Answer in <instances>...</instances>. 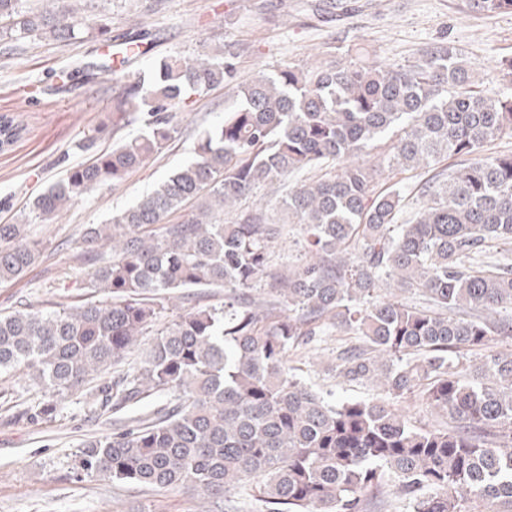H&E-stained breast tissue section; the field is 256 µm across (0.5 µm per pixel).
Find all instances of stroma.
Masks as SVG:
<instances>
[{
  "label": "stroma",
  "mask_w": 512,
  "mask_h": 512,
  "mask_svg": "<svg viewBox=\"0 0 512 512\" xmlns=\"http://www.w3.org/2000/svg\"><path fill=\"white\" fill-rule=\"evenodd\" d=\"M320 0H94L112 23L99 37L69 43L44 37L0 42V115L14 117L24 131L0 151V224L22 220L30 203L67 169L87 161L81 145L95 150L138 135L139 124L112 130L117 97L138 74H149L165 57L194 61L221 44L240 53L234 84L258 71L288 64L301 70L323 67L363 49L369 59L389 66L414 61L432 44L450 43L462 55L485 96L512 93L504 66L512 61V13L469 12L466 0H347L330 18L316 13ZM145 33L142 55L107 79L87 67L115 57L126 37ZM234 85L197 95L177 107L178 135L122 183L92 192L68 206L51 223L30 225L42 241L43 257L15 282L0 284V312L20 302H67L85 273L71 242L89 224L134 205L160 179L193 161L204 131L224 120V100ZM296 178L266 182L241 199L224 220L262 209L281 235L268 246V273H283L306 261L300 225L285 224L278 209ZM354 336L324 337L317 350L291 349L298 377L329 400L375 397L369 384L343 381L334 371L338 350ZM112 431L111 415L94 413L82 396L64 398L56 418L14 421L0 403V512H207L204 495L189 489L150 490L135 484L112 486L80 474L74 459L84 440Z\"/></svg>",
  "instance_id": "obj_1"
}]
</instances>
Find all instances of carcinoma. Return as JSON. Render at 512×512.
Instances as JSON below:
<instances>
[{
  "label": "carcinoma",
  "mask_w": 512,
  "mask_h": 512,
  "mask_svg": "<svg viewBox=\"0 0 512 512\" xmlns=\"http://www.w3.org/2000/svg\"><path fill=\"white\" fill-rule=\"evenodd\" d=\"M0 0V39L46 36L65 43L109 28L104 14L81 16L72 0ZM478 13H512V0H468ZM231 44L195 62L161 61L128 85L117 125L143 132L93 154L35 199L32 219L47 223L94 190L121 182L160 153L177 129L170 107L190 93L235 80ZM449 44L412 64L384 67L356 53L301 71L261 73L225 101L224 122L198 142L196 158L173 171L106 224H89L76 258L88 267L81 297L46 309L0 313V377L33 381L43 399L18 417H55L58 399L82 391L109 367L119 376L89 394L112 411V434L86 440L83 474L154 490L190 485L237 512L224 494L238 489L264 512H367L384 488L412 512H512V356L472 368L451 355L512 335V263L484 261L512 245V152L484 155L512 136V95L474 90ZM23 131L0 116V149ZM390 141L388 167L431 173L406 219L398 187L378 191L352 159ZM454 159L458 164L444 166ZM324 162L331 177H304ZM301 177L281 207L303 226L311 259L274 276L270 300L248 293L280 234L259 213L225 224L215 213L262 182ZM28 223L0 224V283L21 278L40 256ZM222 288L224 304L194 305L155 330L141 359H130L164 309L162 296ZM415 291L421 307L398 299ZM112 294V304L91 301ZM332 329L361 338L337 374L371 381L372 400L331 402L302 383L288 350ZM420 392L453 426L423 430L392 404ZM165 403L149 411L158 397Z\"/></svg>",
  "instance_id": "1"
}]
</instances>
